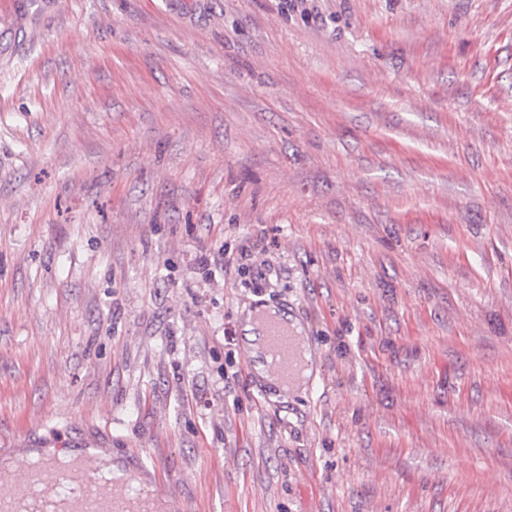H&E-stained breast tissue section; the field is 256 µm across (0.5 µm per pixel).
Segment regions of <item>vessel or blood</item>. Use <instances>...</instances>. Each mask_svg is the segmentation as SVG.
<instances>
[{
  "mask_svg": "<svg viewBox=\"0 0 512 512\" xmlns=\"http://www.w3.org/2000/svg\"><path fill=\"white\" fill-rule=\"evenodd\" d=\"M256 342L247 353L251 383L263 378L285 387L300 383L315 354L309 340L290 322L254 304ZM97 465L85 459L60 465L53 455L25 463L23 474L0 470V512H146L138 500L117 496L113 484L97 481Z\"/></svg>",
  "mask_w": 512,
  "mask_h": 512,
  "instance_id": "1",
  "label": "vessel or blood"
}]
</instances>
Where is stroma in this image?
Segmentation results:
<instances>
[{"instance_id": "35a3bbf8", "label": "stroma", "mask_w": 512, "mask_h": 512, "mask_svg": "<svg viewBox=\"0 0 512 512\" xmlns=\"http://www.w3.org/2000/svg\"><path fill=\"white\" fill-rule=\"evenodd\" d=\"M273 244L309 388L261 396ZM169 512H512V0H0V464ZM264 242L265 240L260 237L259 242L253 244L252 248L244 246L235 254L230 253L229 250L224 251L225 268L234 267L240 277L244 278L245 282L248 281V284L252 285L257 293L262 291L264 285H267L265 273L261 268L266 265L265 261L258 264L256 256L269 250L270 242L266 241L265 244Z\"/></svg>"}]
</instances>
